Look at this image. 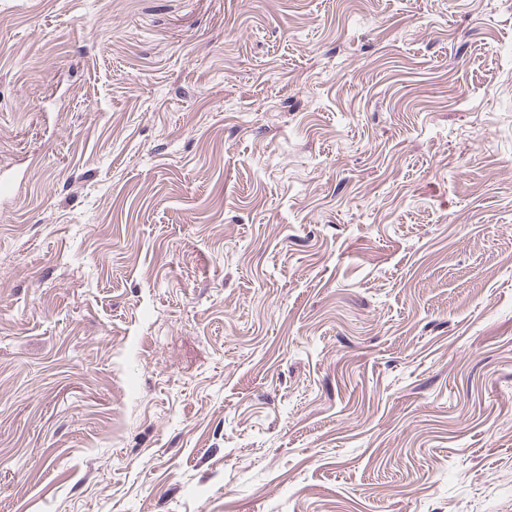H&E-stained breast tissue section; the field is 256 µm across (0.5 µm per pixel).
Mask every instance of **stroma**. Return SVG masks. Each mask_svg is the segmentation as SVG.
<instances>
[{"label": "stroma", "instance_id": "stroma-1", "mask_svg": "<svg viewBox=\"0 0 512 512\" xmlns=\"http://www.w3.org/2000/svg\"><path fill=\"white\" fill-rule=\"evenodd\" d=\"M0 512H512V0H0Z\"/></svg>", "mask_w": 512, "mask_h": 512}]
</instances>
